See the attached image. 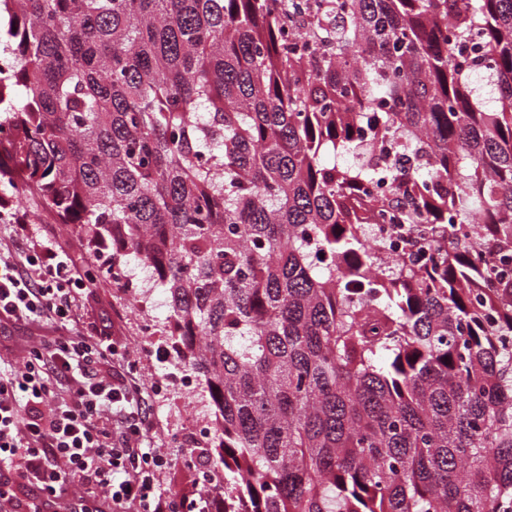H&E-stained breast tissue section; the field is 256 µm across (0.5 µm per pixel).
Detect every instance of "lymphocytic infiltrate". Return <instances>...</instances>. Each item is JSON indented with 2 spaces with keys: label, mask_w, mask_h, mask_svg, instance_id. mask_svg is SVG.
<instances>
[{
  "label": "lymphocytic infiltrate",
  "mask_w": 512,
  "mask_h": 512,
  "mask_svg": "<svg viewBox=\"0 0 512 512\" xmlns=\"http://www.w3.org/2000/svg\"><path fill=\"white\" fill-rule=\"evenodd\" d=\"M25 264L0 254V327L44 315L65 322L94 279L69 255L46 246ZM117 348L108 335L75 334L32 347L23 369L0 358V504L11 512H224L221 496L186 497L161 490L164 459L141 414L138 387L97 370ZM69 397L48 404L52 377ZM16 472L40 491L15 502L5 475Z\"/></svg>",
  "instance_id": "f902f5d3"
}]
</instances>
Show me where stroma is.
Here are the masks:
<instances>
[{"mask_svg":"<svg viewBox=\"0 0 512 512\" xmlns=\"http://www.w3.org/2000/svg\"><path fill=\"white\" fill-rule=\"evenodd\" d=\"M18 208L29 215L28 228L18 241L21 249L30 250L50 241L61 250L82 255L95 270V285L76 308L73 323L88 335H111L116 344L129 347L138 357L132 366L113 358L102 364V371L145 389L157 387V394L149 398L148 404L151 435L168 461L159 475L162 489L186 495L202 492L203 474L191 462L190 451L211 443L210 397L169 346L165 292L149 287L147 271L136 265L129 266L120 281H113L108 273L109 253L87 251L80 226L61 223L35 190H28ZM67 334V329L52 319L35 325H10L0 330V356L19 365L34 343L52 342Z\"/></svg>","mask_w":512,"mask_h":512,"instance_id":"obj_1","label":"stroma"}]
</instances>
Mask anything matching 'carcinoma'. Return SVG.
Returning a JSON list of instances; mask_svg holds the SVG:
<instances>
[{
	"label": "carcinoma",
	"mask_w": 512,
	"mask_h": 512,
	"mask_svg": "<svg viewBox=\"0 0 512 512\" xmlns=\"http://www.w3.org/2000/svg\"><path fill=\"white\" fill-rule=\"evenodd\" d=\"M0 19V183L164 290L224 512H512V0Z\"/></svg>",
	"instance_id": "1"
}]
</instances>
